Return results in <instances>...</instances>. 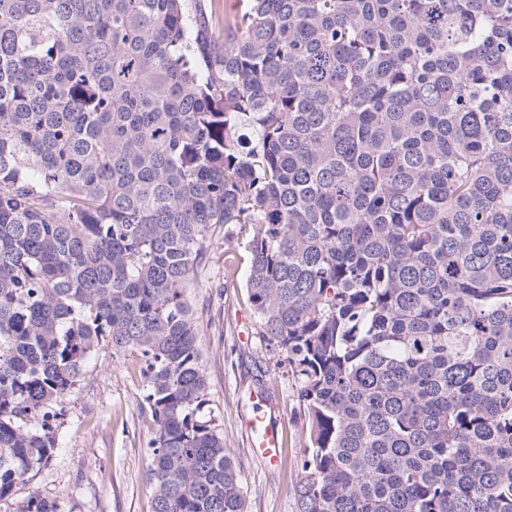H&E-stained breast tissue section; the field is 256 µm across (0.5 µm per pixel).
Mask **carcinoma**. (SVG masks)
Here are the masks:
<instances>
[{
    "label": "carcinoma",
    "mask_w": 512,
    "mask_h": 512,
    "mask_svg": "<svg viewBox=\"0 0 512 512\" xmlns=\"http://www.w3.org/2000/svg\"><path fill=\"white\" fill-rule=\"evenodd\" d=\"M229 224L294 512H512V0H0V499L110 347L153 512H246L189 299Z\"/></svg>",
    "instance_id": "cac0c4a2"
}]
</instances>
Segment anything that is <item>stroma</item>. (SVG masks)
<instances>
[{"label": "stroma", "instance_id": "stroma-1", "mask_svg": "<svg viewBox=\"0 0 512 512\" xmlns=\"http://www.w3.org/2000/svg\"><path fill=\"white\" fill-rule=\"evenodd\" d=\"M247 234L225 227L190 301L201 314L200 344L211 406L234 454L246 512H294L292 484L308 442L299 384L263 333L246 288ZM139 358L102 349L67 398L60 416V446L33 480L0 500V512H19L31 495L56 503L59 512H152L146 481L151 422L140 410L145 382ZM261 381L283 437L278 462L250 451L243 420L249 392Z\"/></svg>", "mask_w": 512, "mask_h": 512}]
</instances>
